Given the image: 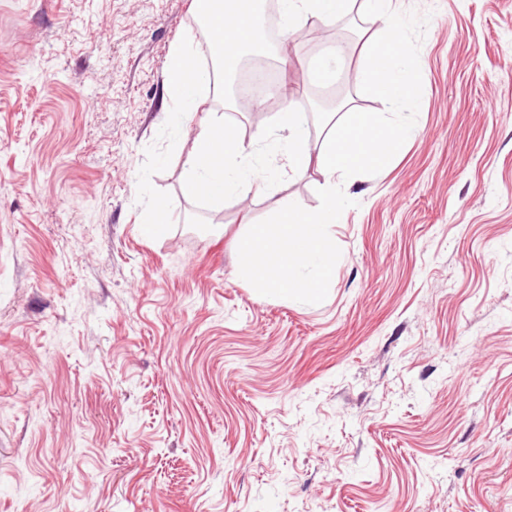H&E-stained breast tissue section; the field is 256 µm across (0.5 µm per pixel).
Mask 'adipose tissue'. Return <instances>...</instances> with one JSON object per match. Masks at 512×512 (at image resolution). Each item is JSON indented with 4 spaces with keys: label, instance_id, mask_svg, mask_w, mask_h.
<instances>
[{
    "label": "adipose tissue",
    "instance_id": "adipose-tissue-1",
    "mask_svg": "<svg viewBox=\"0 0 512 512\" xmlns=\"http://www.w3.org/2000/svg\"><path fill=\"white\" fill-rule=\"evenodd\" d=\"M260 0H225L223 9H216L214 0H192L193 12L206 19L211 33V46L220 56L225 71H234L241 56L265 53L266 47L258 31ZM354 0H278L284 20V31L290 32L311 19H327L347 13ZM192 55L189 45L176 42L163 83L166 99L180 107V114L192 115L205 102L211 86L208 70L188 69Z\"/></svg>",
    "mask_w": 512,
    "mask_h": 512
}]
</instances>
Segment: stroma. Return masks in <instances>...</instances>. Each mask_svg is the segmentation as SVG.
<instances>
[{"label": "stroma", "mask_w": 512, "mask_h": 512, "mask_svg": "<svg viewBox=\"0 0 512 512\" xmlns=\"http://www.w3.org/2000/svg\"><path fill=\"white\" fill-rule=\"evenodd\" d=\"M191 0H0V512H512V0H394L429 18L408 138L330 229L326 299L260 295L249 223L320 204L310 168L196 204L200 115L167 123ZM361 11L296 38L281 88ZM172 222L143 225L154 199Z\"/></svg>", "instance_id": "35a3bbf8"}]
</instances>
